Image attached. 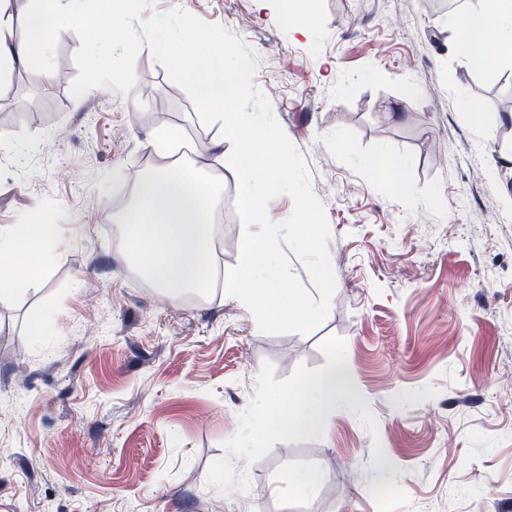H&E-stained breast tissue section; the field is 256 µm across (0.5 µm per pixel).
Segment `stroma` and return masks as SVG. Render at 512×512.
<instances>
[{
	"mask_svg": "<svg viewBox=\"0 0 512 512\" xmlns=\"http://www.w3.org/2000/svg\"><path fill=\"white\" fill-rule=\"evenodd\" d=\"M224 26L312 173L336 291L305 333L261 334L215 289L173 302L113 246L184 131L224 183L216 270L237 262L236 175L222 136L151 53L131 95L74 105L78 35L0 81V225L48 222L63 245L0 302V512H512V69L475 68L456 16L479 0H311L308 36L252 0H153ZM497 114L473 124L461 99ZM343 141L336 150L335 141ZM406 163L409 197L362 158ZM51 320L37 326L42 313ZM346 362L322 427L267 432L290 390ZM320 476L307 498L290 475Z\"/></svg>",
	"mask_w": 512,
	"mask_h": 512,
	"instance_id": "stroma-1",
	"label": "stroma"
}]
</instances>
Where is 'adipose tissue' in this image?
<instances>
[{
  "label": "adipose tissue",
  "instance_id": "adipose-tissue-1",
  "mask_svg": "<svg viewBox=\"0 0 512 512\" xmlns=\"http://www.w3.org/2000/svg\"><path fill=\"white\" fill-rule=\"evenodd\" d=\"M127 14L116 0H27L19 13L8 12L0 2V80L13 71L45 60L57 30L70 22L93 28L99 38L122 29ZM459 49L467 60L490 70L503 65L496 48L512 42V0H483L481 8L458 19ZM61 237L52 236L45 224L0 226V271L10 274L0 280V302L11 299L17 287L33 283L55 260ZM351 392L344 362H334L317 377L304 382L289 397L287 409L270 417L278 428L310 429L320 426L339 400Z\"/></svg>",
  "mask_w": 512,
  "mask_h": 512
}]
</instances>
